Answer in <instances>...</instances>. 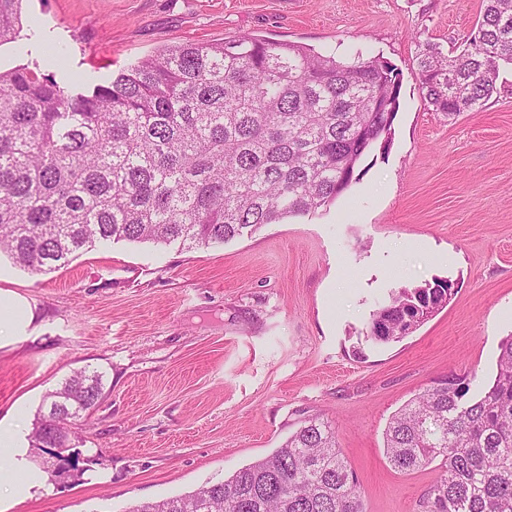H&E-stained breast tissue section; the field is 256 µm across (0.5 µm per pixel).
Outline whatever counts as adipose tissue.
I'll use <instances>...</instances> for the list:
<instances>
[{
  "label": "adipose tissue",
  "mask_w": 512,
  "mask_h": 512,
  "mask_svg": "<svg viewBox=\"0 0 512 512\" xmlns=\"http://www.w3.org/2000/svg\"><path fill=\"white\" fill-rule=\"evenodd\" d=\"M37 315L30 301L13 289H0V348L28 339ZM19 425L0 424V512L28 498L36 486L20 446Z\"/></svg>",
  "instance_id": "ef3b65f1"
}]
</instances>
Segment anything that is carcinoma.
I'll list each match as a JSON object with an SVG mask.
<instances>
[{
    "label": "carcinoma",
    "instance_id": "carcinoma-1",
    "mask_svg": "<svg viewBox=\"0 0 512 512\" xmlns=\"http://www.w3.org/2000/svg\"><path fill=\"white\" fill-rule=\"evenodd\" d=\"M22 0H0V43L15 38ZM468 34L443 52L417 42L425 99L457 116L497 92L512 66V0H482ZM402 77L386 58L353 59L243 35L168 47L99 81L67 86L22 67L0 73V252L32 272L60 269L100 243L187 249L224 244L310 216L387 150ZM452 281L403 288L373 312L369 335L401 338L418 307L447 306ZM102 376L80 370L43 396L37 448H65L62 422L99 403ZM392 467L438 462L421 512H512V335L497 371L470 393L451 377L389 422ZM126 512H365L331 425L311 418L272 454L228 479Z\"/></svg>",
    "mask_w": 512,
    "mask_h": 512
}]
</instances>
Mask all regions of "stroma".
Returning <instances> with one entry per match:
<instances>
[{
    "label": "stroma",
    "mask_w": 512,
    "mask_h": 512,
    "mask_svg": "<svg viewBox=\"0 0 512 512\" xmlns=\"http://www.w3.org/2000/svg\"><path fill=\"white\" fill-rule=\"evenodd\" d=\"M482 0H23L0 71L49 44L106 78L154 51L251 34L320 53L369 48L402 73L388 154L373 152L327 209L224 245H97L34 274L6 255L1 285L36 307L37 335L0 349V420L24 433L46 392L80 369L104 394L70 440L67 478L46 448L43 486L13 512H126L227 479L304 422L336 430L366 512H417L436 465L405 474L383 433L448 376L477 393L512 335V69L482 108L425 101L416 43L458 46ZM455 283L448 305L400 341L367 338L400 288Z\"/></svg>",
    "instance_id": "1"
}]
</instances>
